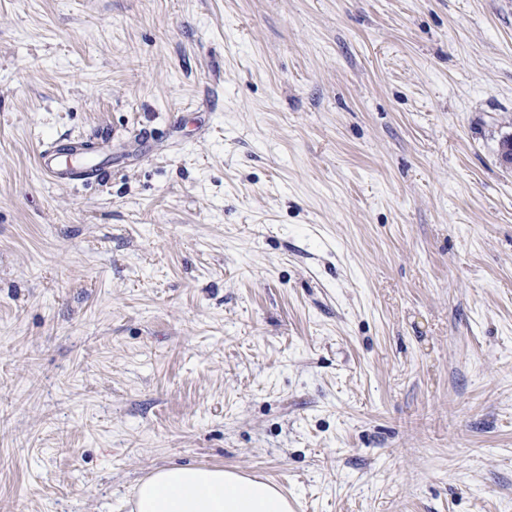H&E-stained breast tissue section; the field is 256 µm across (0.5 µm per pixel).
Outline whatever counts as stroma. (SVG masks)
I'll return each mask as SVG.
<instances>
[{"label": "stroma", "mask_w": 512, "mask_h": 512, "mask_svg": "<svg viewBox=\"0 0 512 512\" xmlns=\"http://www.w3.org/2000/svg\"><path fill=\"white\" fill-rule=\"evenodd\" d=\"M510 133L512 0H0V512H512ZM64 155L54 144L43 146L36 155L38 170L56 181H81L85 182L98 178L101 168L90 166L89 163L73 160L72 163L64 162ZM271 483L234 469L168 466L154 469L135 488L133 512H292Z\"/></svg>", "instance_id": "35a3bbf8"}]
</instances>
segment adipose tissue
<instances>
[{
    "mask_svg": "<svg viewBox=\"0 0 512 512\" xmlns=\"http://www.w3.org/2000/svg\"><path fill=\"white\" fill-rule=\"evenodd\" d=\"M133 512H292L271 483L219 467L168 466L141 479Z\"/></svg>",
    "mask_w": 512,
    "mask_h": 512,
    "instance_id": "adipose-tissue-1",
    "label": "adipose tissue"
}]
</instances>
